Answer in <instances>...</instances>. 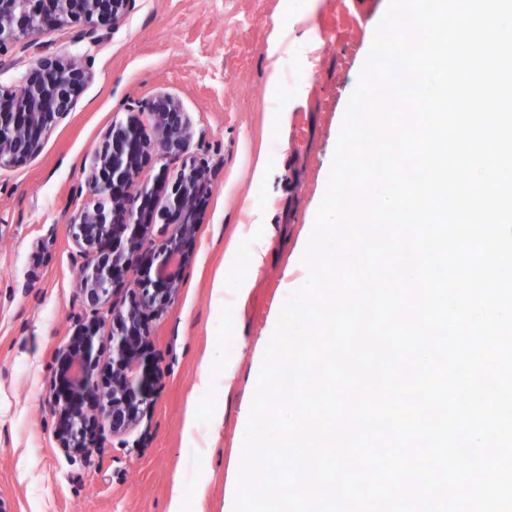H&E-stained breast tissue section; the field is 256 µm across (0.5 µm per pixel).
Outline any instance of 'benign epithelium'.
Listing matches in <instances>:
<instances>
[{
    "label": "benign epithelium",
    "mask_w": 512,
    "mask_h": 512,
    "mask_svg": "<svg viewBox=\"0 0 512 512\" xmlns=\"http://www.w3.org/2000/svg\"><path fill=\"white\" fill-rule=\"evenodd\" d=\"M133 0H0V49L31 33L68 22L118 24ZM88 80L81 66L53 57L39 59L22 85L0 90V168L35 158L47 132L66 117ZM154 138L128 120L115 122L94 152L87 184L98 201L70 224L71 237L83 259L78 290L95 312L108 305L112 320L111 355L100 367L96 347L102 319L79 324L57 357L52 379L57 415L56 439L67 454L82 455L99 446L104 427L112 437L124 436L151 408L160 380L146 317L160 316L176 292L188 264L197 225L202 223L208 193L207 170L186 164L169 191L162 214L161 242L141 252L140 237L152 230L154 190L131 193L135 179L156 148L185 153L191 123L178 100L158 94L149 103ZM141 278L129 283L133 264ZM129 294V305L113 297Z\"/></svg>",
    "instance_id": "7a95c632"
}]
</instances>
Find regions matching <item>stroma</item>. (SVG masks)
I'll return each mask as SVG.
<instances>
[{"label":"stroma","instance_id":"stroma-1","mask_svg":"<svg viewBox=\"0 0 512 512\" xmlns=\"http://www.w3.org/2000/svg\"><path fill=\"white\" fill-rule=\"evenodd\" d=\"M389 0H133L116 26L68 24L0 51V88L43 56L91 75L41 152L0 169V502L7 512H233L246 412L279 312L308 277L302 255L327 188L349 99ZM192 137L137 183L209 169L206 214L182 286L148 324L162 379L124 439L67 455L55 437V358L91 317L69 232L91 202L83 168L112 122L150 129L157 94ZM246 280L245 296L234 292ZM229 292L213 299L218 282ZM213 380L201 385L203 361ZM233 365L225 377V365ZM196 426L186 433L187 413Z\"/></svg>","mask_w":512,"mask_h":512}]
</instances>
